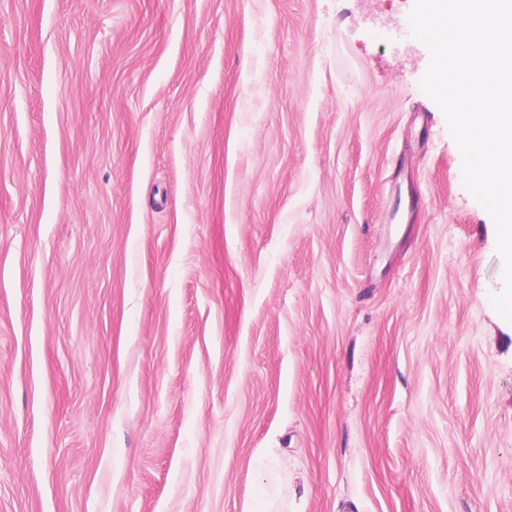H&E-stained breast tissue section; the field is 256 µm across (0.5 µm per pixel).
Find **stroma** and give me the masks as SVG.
Returning a JSON list of instances; mask_svg holds the SVG:
<instances>
[{"label":"stroma","mask_w":512,"mask_h":512,"mask_svg":"<svg viewBox=\"0 0 512 512\" xmlns=\"http://www.w3.org/2000/svg\"><path fill=\"white\" fill-rule=\"evenodd\" d=\"M413 5L0 0V512H512Z\"/></svg>","instance_id":"stroma-1"}]
</instances>
